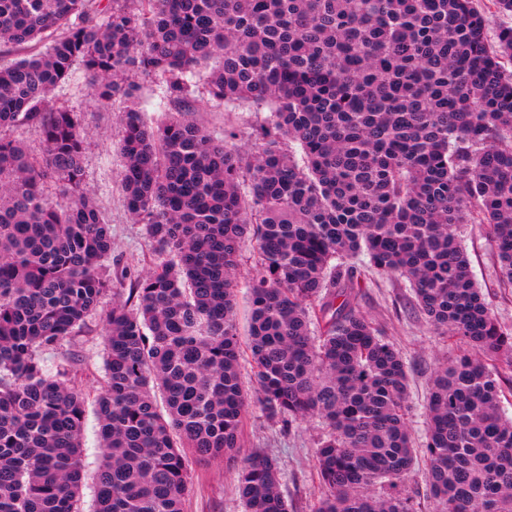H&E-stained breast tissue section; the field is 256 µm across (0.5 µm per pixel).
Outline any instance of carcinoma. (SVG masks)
<instances>
[{
	"mask_svg": "<svg viewBox=\"0 0 512 512\" xmlns=\"http://www.w3.org/2000/svg\"><path fill=\"white\" fill-rule=\"evenodd\" d=\"M0 0V512H80L84 394L57 352L101 312L94 512H184L187 454L232 458L257 404L319 418L316 512H415L418 454L438 512H512V331L486 306L458 235L486 226L512 289V26L477 0ZM81 65L101 103L129 102L117 149L126 210L162 259L129 274L136 308L100 311L112 232L86 187V133L51 94ZM162 79L148 124L139 78ZM200 104L269 110L245 161ZM30 128L40 154L5 135ZM52 180L59 200L44 193ZM256 255L250 330L234 328L237 268ZM360 260L406 280L461 353L438 365L424 448L407 367L357 313ZM248 351L255 396L244 392ZM265 453L238 470L245 512H290Z\"/></svg>",
	"mask_w": 512,
	"mask_h": 512,
	"instance_id": "1",
	"label": "carcinoma"
}]
</instances>
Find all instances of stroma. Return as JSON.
I'll list each match as a JSON object with an SVG mask.
<instances>
[{"mask_svg":"<svg viewBox=\"0 0 512 512\" xmlns=\"http://www.w3.org/2000/svg\"><path fill=\"white\" fill-rule=\"evenodd\" d=\"M56 104L78 113L88 137L83 156L86 182L96 198L112 231V288L102 300V309L128 298L129 281L122 270L143 272L159 260L155 245L144 225L128 215L119 183L120 162L115 151L119 134L118 115L124 101L102 106L90 93L82 68H75L70 78L55 90ZM267 112L196 113V120L211 130L236 131L231 145L245 155L256 154L264 142L257 135L265 125ZM463 245L468 254L473 277L497 321L512 330V292L498 286V262L486 240V229L468 224L462 229ZM357 310L377 327L385 341L402 356L408 370L409 419L416 445L425 441L424 404L430 376L439 362L453 359L459 352L451 338L438 335L416 311L408 284L400 278L381 276L362 270L354 291ZM104 329L99 315H91L78 336L64 343L62 350L77 356L81 364L72 372L71 382L88 398H95L104 376L102 349ZM326 433L318 419L283 427L267 418L259 408L245 415L240 448L234 459L190 458V480L185 512H244L238 491L237 473L243 461L255 451L276 457L283 473L281 490L291 512H315L321 495L315 451Z\"/></svg>","mask_w":512,"mask_h":512,"instance_id":"1","label":"stroma"}]
</instances>
